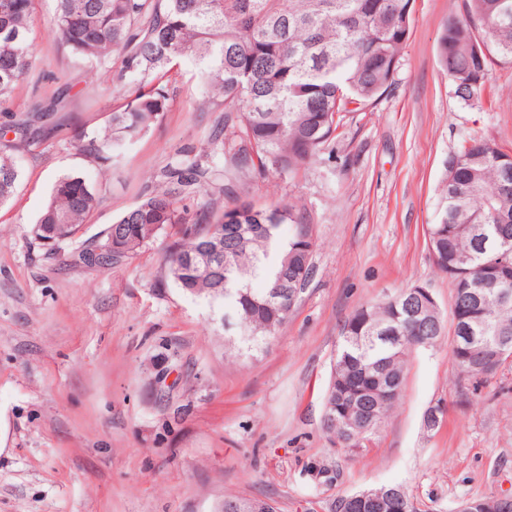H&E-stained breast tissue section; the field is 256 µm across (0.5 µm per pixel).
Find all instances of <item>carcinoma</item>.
<instances>
[{"instance_id":"1","label":"carcinoma","mask_w":512,"mask_h":512,"mask_svg":"<svg viewBox=\"0 0 512 512\" xmlns=\"http://www.w3.org/2000/svg\"><path fill=\"white\" fill-rule=\"evenodd\" d=\"M34 0H0V205L15 193L21 178L17 155L32 152L41 140L30 116L12 113L23 75L34 61L31 39ZM410 0H57L54 34L74 55L112 72V83L132 87L126 102L112 109L105 125L84 131L78 147L94 161L114 162L167 110V84L173 63L197 61L202 89L200 110L222 112L206 145L181 150L161 171V181L117 217L99 236L84 242L75 260L111 267L136 255L140 224H157V233L177 226L167 246L165 276L186 295L220 302L232 309L240 345L257 349L288 321L290 296L278 292L292 280L306 285L313 272L316 243L306 209L296 204L257 206L240 201L236 188L254 176L296 175L317 161L336 139L346 116L377 105L390 90L410 37ZM438 57L452 92L464 106L491 97L492 65L512 63V0H467L466 12L449 13L438 39ZM358 107L350 110L347 103ZM14 137L7 138L8 134ZM512 152L473 133L448 156L441 181L440 218L428 225L427 245L438 273L448 277L453 305L462 292L481 296L472 320L512 340V303L496 297L489 270L512 275V248L492 240L480 246L486 228L512 238ZM206 187L208 199L195 210L183 201ZM229 196L232 210L254 212L246 224L270 230L239 232L224 222L218 201ZM99 203L84 178L71 174L56 181L31 229L39 243L53 225L68 228L56 248L74 238ZM293 225L283 243L281 225ZM224 228L227 260L216 271L180 273L184 258ZM471 256L470 274H455L458 258ZM260 277L258 292L252 280ZM444 335L442 311L420 309L411 289L355 309L345 321L331 368L323 430L333 444L351 449L368 436L395 403L375 392V378L403 394L412 350L434 346ZM379 492L369 512L411 510L400 485Z\"/></svg>"}]
</instances>
